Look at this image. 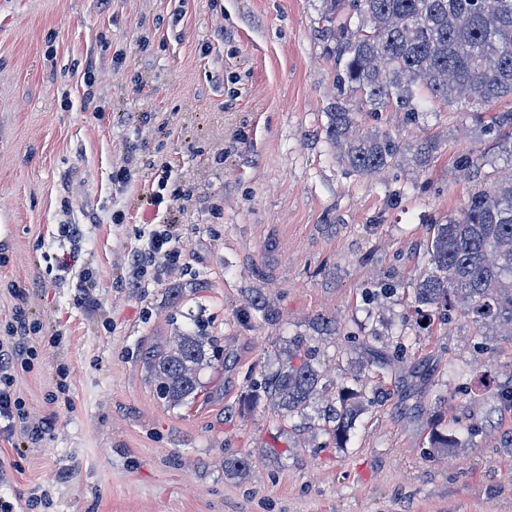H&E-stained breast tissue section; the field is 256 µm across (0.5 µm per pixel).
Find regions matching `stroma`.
I'll use <instances>...</instances> for the list:
<instances>
[{"instance_id":"obj_1","label":"stroma","mask_w":512,"mask_h":512,"mask_svg":"<svg viewBox=\"0 0 512 512\" xmlns=\"http://www.w3.org/2000/svg\"><path fill=\"white\" fill-rule=\"evenodd\" d=\"M320 9L0 0V333L19 308L39 323L40 356L16 389L50 424L36 444L0 440V500L48 493L34 512H512V410L495 397L512 380V336L480 339L459 310L418 325L407 288L431 223L506 164L471 112L436 101L415 124L357 112L406 149L372 175L343 169L325 135L337 90ZM425 139L437 152L422 169L409 146ZM132 145L140 160L122 188ZM467 152L485 158L470 180L454 169ZM165 168L180 197L146 205ZM63 224L80 225L79 244ZM156 224L173 225L181 257L134 280ZM88 272L100 286L85 304ZM384 282L396 292L376 294ZM179 283L199 284L224 367L173 408L143 357L171 334ZM323 317L335 335L317 331ZM294 340L317 351L331 390L363 393L342 442L324 431V400L285 425L251 398ZM378 360L392 363L380 379L363 369ZM63 371L70 402L56 408ZM471 423L480 433L465 447H434ZM239 457L244 474L226 472Z\"/></svg>"}]
</instances>
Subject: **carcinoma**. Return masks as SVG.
I'll return each mask as SVG.
<instances>
[{"label":"carcinoma","instance_id":"obj_1","mask_svg":"<svg viewBox=\"0 0 512 512\" xmlns=\"http://www.w3.org/2000/svg\"><path fill=\"white\" fill-rule=\"evenodd\" d=\"M325 51L340 92L328 113L326 134L339 149L338 163L361 174L383 170L402 152L389 134L360 130L347 101L356 97L371 112L393 107L410 123L419 120L425 97L457 102L481 113L512 99V0H322ZM489 130L512 163V109L495 113ZM437 145H415L420 166ZM427 243L430 269L411 283L420 320L462 304L478 324L512 330V177L473 192L458 213L432 224ZM175 328L162 346L145 352L143 364L159 399L176 407L196 399L202 376L222 366L218 339L202 311ZM315 352L288 349L276 375L264 383L281 418L302 416L321 391ZM360 393L338 392L329 408L336 441L355 423Z\"/></svg>","mask_w":512,"mask_h":512}]
</instances>
